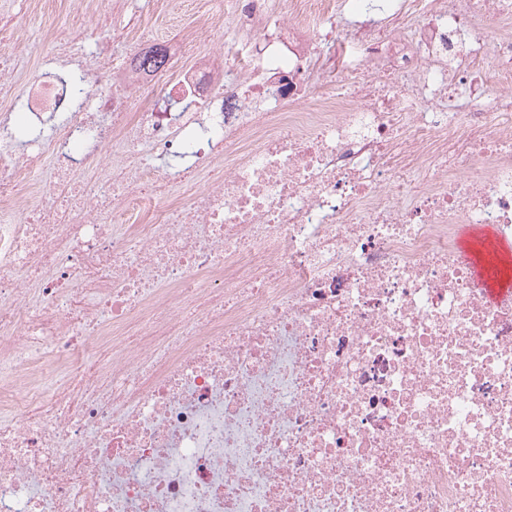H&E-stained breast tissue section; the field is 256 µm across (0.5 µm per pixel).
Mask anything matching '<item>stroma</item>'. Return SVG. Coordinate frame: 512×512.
Returning <instances> with one entry per match:
<instances>
[{
    "mask_svg": "<svg viewBox=\"0 0 512 512\" xmlns=\"http://www.w3.org/2000/svg\"><path fill=\"white\" fill-rule=\"evenodd\" d=\"M20 38L0 41V53L16 58L17 71L7 82L22 90L45 72L48 63L69 67L97 59L98 46L109 49L108 62L114 74H122L131 53L139 51L144 37L176 47L183 33L201 27L200 55L225 51L224 0H116L112 14L96 16L91 0H0ZM124 27L119 42H111L113 27Z\"/></svg>",
    "mask_w": 512,
    "mask_h": 512,
    "instance_id": "obj_1",
    "label": "stroma"
}]
</instances>
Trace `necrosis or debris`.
Listing matches in <instances>:
<instances>
[{
	"label": "necrosis or debris",
	"instance_id": "necrosis-or-debris-1",
	"mask_svg": "<svg viewBox=\"0 0 512 512\" xmlns=\"http://www.w3.org/2000/svg\"><path fill=\"white\" fill-rule=\"evenodd\" d=\"M229 4L126 71L186 111L0 83V512H512V0ZM461 234L463 244L461 254L472 263L474 277L479 288H483L490 302L512 296L511 281H503L490 271L485 262L474 252L471 243L480 238L493 252H507L511 254L512 241L501 239L493 228L487 226H463Z\"/></svg>",
	"mask_w": 512,
	"mask_h": 512
}]
</instances>
